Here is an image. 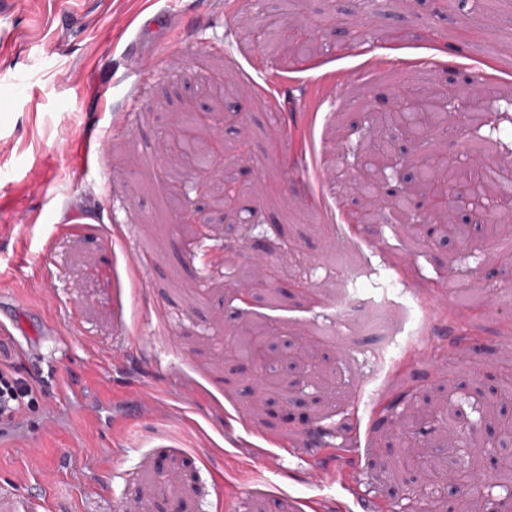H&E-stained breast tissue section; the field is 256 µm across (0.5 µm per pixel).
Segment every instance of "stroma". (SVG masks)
Returning a JSON list of instances; mask_svg holds the SVG:
<instances>
[{
    "label": "stroma",
    "instance_id": "1",
    "mask_svg": "<svg viewBox=\"0 0 512 512\" xmlns=\"http://www.w3.org/2000/svg\"><path fill=\"white\" fill-rule=\"evenodd\" d=\"M224 3L0 0V321L85 339L50 365L0 342L41 389L28 435L0 422V512H412L422 478L402 459L439 449L444 423L397 424L446 404L486 430L512 374V258L479 230L432 243L413 182L371 201L353 183L415 87L495 88L477 100L495 126L434 132L455 164L471 142L512 150V0ZM303 31L312 48L290 53ZM188 111L212 115L198 135L223 148L231 207L156 156ZM379 302L406 325L374 322ZM255 324L290 343L284 387L253 392L234 353ZM72 382L89 399L67 432L44 415Z\"/></svg>",
    "mask_w": 512,
    "mask_h": 512
}]
</instances>
